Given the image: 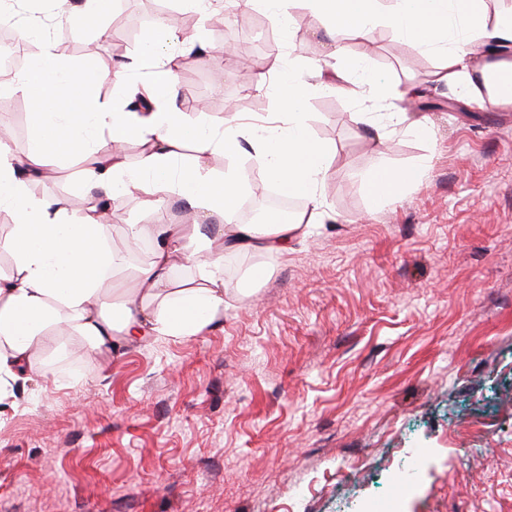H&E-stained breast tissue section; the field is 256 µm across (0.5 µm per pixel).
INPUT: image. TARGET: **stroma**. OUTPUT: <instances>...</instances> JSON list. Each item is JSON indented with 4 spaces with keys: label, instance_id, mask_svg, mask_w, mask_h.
I'll list each match as a JSON object with an SVG mask.
<instances>
[{
    "label": "stroma",
    "instance_id": "35a3bbf8",
    "mask_svg": "<svg viewBox=\"0 0 512 512\" xmlns=\"http://www.w3.org/2000/svg\"><path fill=\"white\" fill-rule=\"evenodd\" d=\"M237 6L244 24L221 32L192 14L204 53L179 81L186 118L227 96L240 105L222 123L276 111L273 85L246 78L240 60L273 58V77L330 60L302 6L289 28ZM34 7L70 62L94 54L107 103V74L138 57L147 17L188 13L183 0H109L98 27L78 31L55 23L56 0ZM229 40L240 60L223 66ZM345 48L387 86L422 91L424 109L314 85L304 110L334 149L321 223L285 254L226 253L224 310L199 334L149 333L109 356L67 335L53 374L32 359L0 403V512H370L395 497L400 512H512V107L449 109L456 93L435 80L444 55L388 28ZM0 98L23 156L31 98L16 81ZM357 112H404L432 134L381 142ZM379 155L393 168L425 157L429 169L376 207L361 175ZM30 191L73 218L93 198L74 160ZM112 206L107 244L127 258L112 288L126 293L155 233L129 249L126 225L152 217L135 194ZM255 270L265 277L252 288Z\"/></svg>",
    "mask_w": 512,
    "mask_h": 512
}]
</instances>
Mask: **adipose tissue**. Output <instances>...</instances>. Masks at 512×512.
<instances>
[{
  "instance_id": "1",
  "label": "adipose tissue",
  "mask_w": 512,
  "mask_h": 512,
  "mask_svg": "<svg viewBox=\"0 0 512 512\" xmlns=\"http://www.w3.org/2000/svg\"><path fill=\"white\" fill-rule=\"evenodd\" d=\"M303 0L315 27L331 40L335 77L347 80L362 67L351 60L344 38L364 41L381 25L397 29L414 47L437 50L446 65L437 81L453 83L462 95L478 99L496 111L512 107V16H485L480 0ZM161 22L144 38V60L153 68L151 91L171 96L177 81L171 59L162 55L170 33ZM99 76L93 57L78 65L67 62L57 43L43 41L22 82L34 104V125L25 161H17L7 131H0V206L15 217L5 239L14 256V269L0 275V392L16 378L19 366L33 353H53L62 333L82 336L91 347L108 353L116 345L151 326L162 336H191L201 332L224 308L220 270L229 250L281 251L291 239L322 217L321 185L331 174V148L312 136L302 110L309 93L307 81L294 77L279 86V107L287 122L272 120L254 127V159L269 179L288 196L304 200L305 208L292 219L274 224H236L242 186L235 168L223 176L204 165L208 153H237L241 126L218 127L209 115L185 120L179 112L140 116L106 106L95 92ZM112 146H92L100 131ZM137 139L145 146L138 168H128L121 155L124 142ZM193 141V159L178 163L186 141ZM79 157L80 175L89 187L107 195L141 193L161 233L153 259L139 272L140 289L157 299L148 309L127 295L112 293V272L121 259L107 251L111 228L98 213L68 219L59 201L34 196L31 179L48 164ZM427 163L394 171L375 163L362 179L373 205L395 200L426 173ZM195 211L189 229L166 222L170 198ZM226 222L224 234L210 237L207 220ZM182 251L205 285L171 290L166 266L174 251Z\"/></svg>"
}]
</instances>
